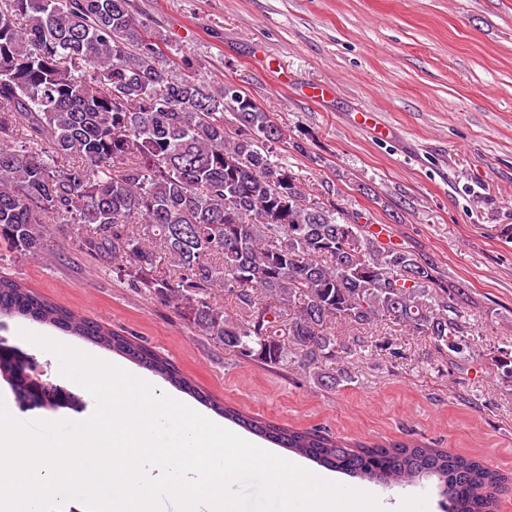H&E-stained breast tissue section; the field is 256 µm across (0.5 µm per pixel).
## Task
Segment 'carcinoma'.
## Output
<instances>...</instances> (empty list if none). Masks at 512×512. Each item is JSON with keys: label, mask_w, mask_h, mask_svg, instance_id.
Here are the masks:
<instances>
[{"label": "carcinoma", "mask_w": 512, "mask_h": 512, "mask_svg": "<svg viewBox=\"0 0 512 512\" xmlns=\"http://www.w3.org/2000/svg\"><path fill=\"white\" fill-rule=\"evenodd\" d=\"M133 0H0V243L44 253L55 227L184 311L224 351L293 366L336 389V364L382 321L463 357L469 294L433 260L384 243L276 161L288 127L232 81H208ZM34 138L16 142L14 128ZM221 290L241 318L213 297ZM118 352L217 415L331 471L435 484L447 512H494L505 477L415 441L350 444L221 404L150 347L0 276V318ZM356 332L350 343L337 330Z\"/></svg>", "instance_id": "obj_1"}]
</instances>
